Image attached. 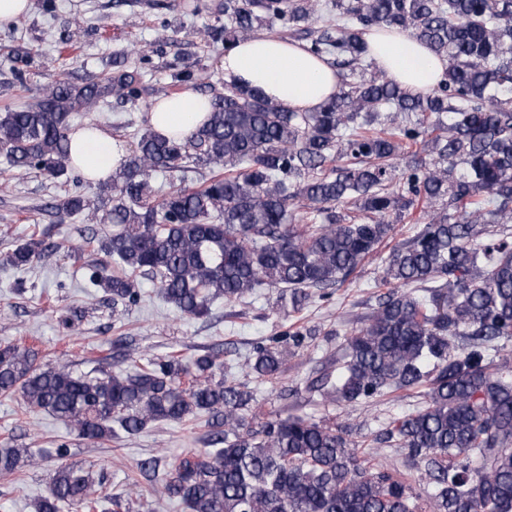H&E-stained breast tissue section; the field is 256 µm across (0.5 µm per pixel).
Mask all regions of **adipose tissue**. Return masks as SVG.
Listing matches in <instances>:
<instances>
[{
  "instance_id": "1",
  "label": "adipose tissue",
  "mask_w": 512,
  "mask_h": 512,
  "mask_svg": "<svg viewBox=\"0 0 512 512\" xmlns=\"http://www.w3.org/2000/svg\"><path fill=\"white\" fill-rule=\"evenodd\" d=\"M366 39L376 68L410 92H428L445 75L446 62L430 56L403 31L373 30ZM222 69L225 81L259 90L270 101L299 112L318 110L339 85L335 70L325 61L297 43L265 35L237 41L225 51ZM207 116V97L186 90L153 102L148 123L161 135L183 139ZM127 152L122 141L98 129H78L71 135L73 164L92 182L108 178Z\"/></svg>"
}]
</instances>
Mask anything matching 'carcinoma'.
Instances as JSON below:
<instances>
[{"label": "carcinoma", "mask_w": 512, "mask_h": 512, "mask_svg": "<svg viewBox=\"0 0 512 512\" xmlns=\"http://www.w3.org/2000/svg\"><path fill=\"white\" fill-rule=\"evenodd\" d=\"M214 13L224 14V48L258 29L288 37L336 68L339 88L320 111L295 112L255 89L210 84L207 121L184 140L144 132L98 186L109 208L82 193L54 204L112 225L98 245L116 268L90 267V283L136 305L140 277L151 276L194 318L264 285L305 298L345 281L390 238L391 214L419 206L416 233L382 260L376 287L387 292L314 384L344 407L409 392L423 406L390 421L365 455L345 426L251 412L249 387L215 379V353L87 377L16 344L0 345V396L18 394L93 441L211 415L208 447L156 488L187 512H512V0H224ZM391 27L448 61L429 92L412 95L372 68L364 34ZM24 91L0 106V154L57 179L71 168L75 116L114 96L139 102L144 80L116 61L96 81ZM190 162L212 176L158 196L152 174ZM44 251L33 236L3 261L23 268ZM282 354L259 346L242 371L273 382ZM383 447L417 476L378 467ZM54 453L33 512L97 508L93 473L63 463L68 443ZM38 462L0 446V474Z\"/></svg>", "instance_id": "cac0c4a2"}]
</instances>
